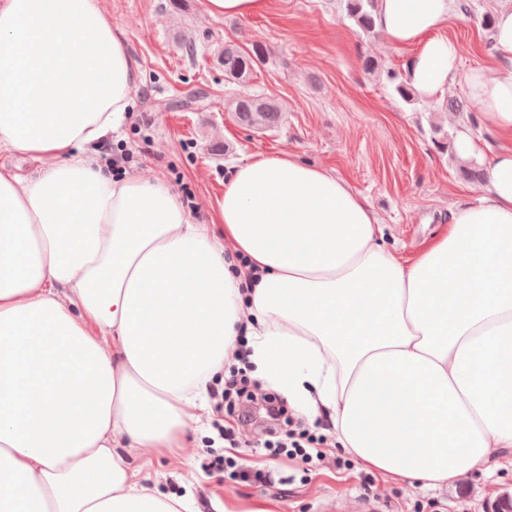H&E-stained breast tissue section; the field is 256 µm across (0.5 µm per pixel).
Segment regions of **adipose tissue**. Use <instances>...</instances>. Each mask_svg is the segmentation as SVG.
<instances>
[{
    "instance_id": "obj_1",
    "label": "adipose tissue",
    "mask_w": 512,
    "mask_h": 512,
    "mask_svg": "<svg viewBox=\"0 0 512 512\" xmlns=\"http://www.w3.org/2000/svg\"><path fill=\"white\" fill-rule=\"evenodd\" d=\"M454 0H378L423 98L462 85L498 138L489 185L406 260L349 184L284 152L231 165L213 221L108 173L140 69L100 0H0V512H187L124 449L205 410L247 338L257 377L363 469L436 490L512 455V0L489 66L440 34Z\"/></svg>"
}]
</instances>
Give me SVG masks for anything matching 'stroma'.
<instances>
[{
    "mask_svg": "<svg viewBox=\"0 0 512 512\" xmlns=\"http://www.w3.org/2000/svg\"><path fill=\"white\" fill-rule=\"evenodd\" d=\"M468 2L470 12L458 13L445 34L471 67L490 56L482 19L495 2ZM102 6L142 72L129 122L111 144L122 157L115 171L162 177L187 197L196 222H209L230 164L288 151L345 178L382 219L386 245L410 258L446 228L449 209L481 187L435 144L438 132L452 136L461 125L490 140L466 90L457 85L415 105L401 101L364 62L402 71L411 49L364 34L346 18L343 0H270L267 12L247 19L210 18L201 0H102ZM186 40L196 43V59L184 55ZM256 43L263 53L249 81H227L225 45ZM245 93L279 102L281 124L261 132L240 125L227 104ZM223 426L239 429L244 440L238 451L244 476L225 479L215 512H491L501 496L512 495L508 461L493 473L428 491L358 468L331 439L308 462L262 456L252 449L257 432L213 405L202 425L187 431L183 447L134 449L128 458L148 486L186 498L191 512H200L215 484L205 465L224 452ZM258 470L274 471V484L257 481Z\"/></svg>",
    "mask_w": 512,
    "mask_h": 512,
    "instance_id": "35a3bbf8",
    "label": "stroma"
}]
</instances>
